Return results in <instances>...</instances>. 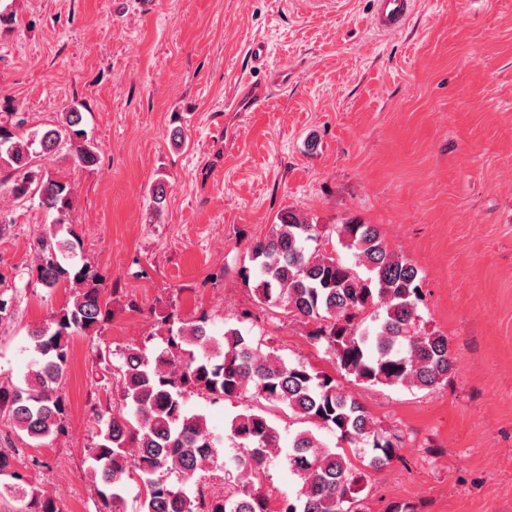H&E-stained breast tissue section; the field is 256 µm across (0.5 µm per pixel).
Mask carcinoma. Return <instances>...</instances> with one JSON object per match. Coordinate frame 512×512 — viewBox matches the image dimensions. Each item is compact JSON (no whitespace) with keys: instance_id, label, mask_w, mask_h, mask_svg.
<instances>
[{"instance_id":"1","label":"carcinoma","mask_w":512,"mask_h":512,"mask_svg":"<svg viewBox=\"0 0 512 512\" xmlns=\"http://www.w3.org/2000/svg\"><path fill=\"white\" fill-rule=\"evenodd\" d=\"M0 124V188L23 201L38 197L52 216L35 238L37 282L53 291L71 289L69 299L48 322L29 330L35 354L22 384L0 386V413L16 432L32 441L67 432L60 386L68 375L71 340L94 336L111 317L101 279L81 256L72 218L74 190L35 163L66 148L82 168L98 162V146L83 128V112L69 106L61 120L44 130L18 131ZM164 185L150 190L149 206L160 214ZM337 251L309 250L322 238L308 216L283 210L268 234L249 247L257 272L256 301L276 314L312 326L308 338L335 359L337 370L369 386L435 389L454 369L448 337L426 328L418 314L422 302L418 267L388 247L378 228L355 220L335 226ZM163 347L130 346L121 354L119 387L123 408L95 412L86 477L102 497L106 512H126L127 482L140 487L139 512H269L263 476L282 448V434L268 410L336 435L335 447L311 429L296 431L286 462L300 480L293 499L279 512H367L361 493L366 469L379 470L399 458L402 438L384 429L338 380L301 361L288 362L238 325L216 337L208 316L183 320L169 313L155 323ZM213 402H248L225 424L237 442L233 482L222 491L190 492L200 474L219 464V441L206 417L186 409L185 395ZM0 485L26 502L24 512H58L53 498L28 487L13 472Z\"/></svg>"}]
</instances>
